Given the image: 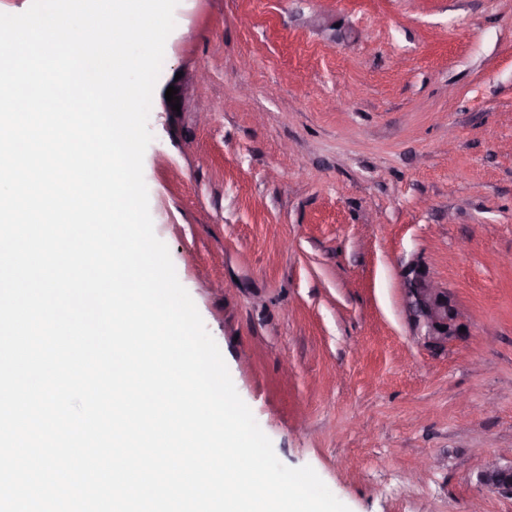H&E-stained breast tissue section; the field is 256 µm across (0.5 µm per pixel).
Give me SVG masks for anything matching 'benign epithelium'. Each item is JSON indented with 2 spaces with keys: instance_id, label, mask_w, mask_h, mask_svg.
<instances>
[{
  "instance_id": "1",
  "label": "benign epithelium",
  "mask_w": 512,
  "mask_h": 512,
  "mask_svg": "<svg viewBox=\"0 0 512 512\" xmlns=\"http://www.w3.org/2000/svg\"><path fill=\"white\" fill-rule=\"evenodd\" d=\"M403 309L413 333L429 348L441 350L467 335L463 313L448 289L440 286L430 269L419 260L408 262L401 272ZM486 485L512 492V465H491L483 475Z\"/></svg>"
}]
</instances>
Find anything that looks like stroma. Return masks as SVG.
I'll list each match as a JSON object with an SVG mask.
<instances>
[{
  "instance_id": "35a3bbf8",
  "label": "stroma",
  "mask_w": 512,
  "mask_h": 512,
  "mask_svg": "<svg viewBox=\"0 0 512 512\" xmlns=\"http://www.w3.org/2000/svg\"><path fill=\"white\" fill-rule=\"evenodd\" d=\"M156 236L278 459L350 512H512V0H179ZM197 81L180 112L164 91ZM423 260L465 312L434 354ZM403 309L415 336L433 350L469 335V327L448 288L440 286L420 260L408 262L401 272ZM465 327V332L460 328ZM444 328V331H441ZM486 485L512 492V464L508 467L491 465L483 475Z\"/></svg>"
}]
</instances>
